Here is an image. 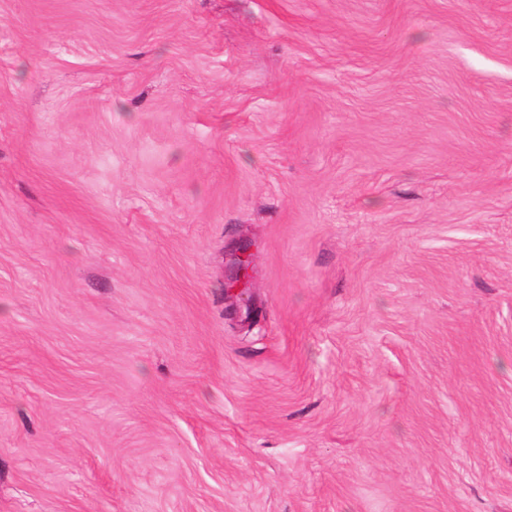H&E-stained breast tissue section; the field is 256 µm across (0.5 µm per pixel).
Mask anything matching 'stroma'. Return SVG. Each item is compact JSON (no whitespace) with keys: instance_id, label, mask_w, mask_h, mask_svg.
Returning a JSON list of instances; mask_svg holds the SVG:
<instances>
[{"instance_id":"35a3bbf8","label":"stroma","mask_w":512,"mask_h":512,"mask_svg":"<svg viewBox=\"0 0 512 512\" xmlns=\"http://www.w3.org/2000/svg\"><path fill=\"white\" fill-rule=\"evenodd\" d=\"M0 512H512V0H0Z\"/></svg>"}]
</instances>
